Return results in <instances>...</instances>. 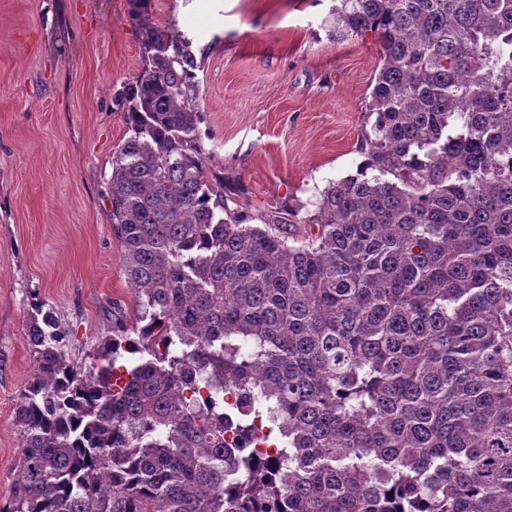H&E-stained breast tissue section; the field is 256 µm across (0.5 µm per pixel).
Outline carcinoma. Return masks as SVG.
Listing matches in <instances>:
<instances>
[{
    "label": "carcinoma",
    "mask_w": 512,
    "mask_h": 512,
    "mask_svg": "<svg viewBox=\"0 0 512 512\" xmlns=\"http://www.w3.org/2000/svg\"><path fill=\"white\" fill-rule=\"evenodd\" d=\"M130 2L133 307L85 370L32 303L0 512H512V0H340L381 48L366 159L254 217L207 174L191 42Z\"/></svg>",
    "instance_id": "obj_1"
}]
</instances>
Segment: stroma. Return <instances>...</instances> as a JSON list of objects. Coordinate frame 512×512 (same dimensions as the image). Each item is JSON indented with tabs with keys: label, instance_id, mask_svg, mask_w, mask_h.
I'll use <instances>...</instances> for the list:
<instances>
[{
	"label": "stroma",
	"instance_id": "stroma-1",
	"mask_svg": "<svg viewBox=\"0 0 512 512\" xmlns=\"http://www.w3.org/2000/svg\"><path fill=\"white\" fill-rule=\"evenodd\" d=\"M337 0H151L189 39L210 175L249 212L313 200L356 174L378 73L372 33L339 41ZM144 64L128 0H0V496L19 470L14 409L35 365L30 297L95 360L112 300L131 303L103 191L125 136L113 96Z\"/></svg>",
	"mask_w": 512,
	"mask_h": 512
}]
</instances>
